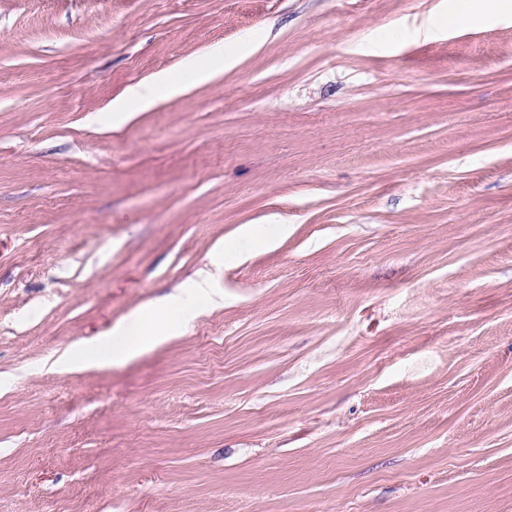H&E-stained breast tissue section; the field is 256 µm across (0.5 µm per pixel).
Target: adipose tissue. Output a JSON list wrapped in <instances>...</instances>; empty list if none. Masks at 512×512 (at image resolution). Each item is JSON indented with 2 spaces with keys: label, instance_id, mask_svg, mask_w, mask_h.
Segmentation results:
<instances>
[{
  "label": "adipose tissue",
  "instance_id": "ef3b65f1",
  "mask_svg": "<svg viewBox=\"0 0 512 512\" xmlns=\"http://www.w3.org/2000/svg\"><path fill=\"white\" fill-rule=\"evenodd\" d=\"M185 85L167 74L157 75L150 81L131 87L124 102L113 108V126H122L140 112L146 111L166 96L185 92ZM213 300V290L208 277H201L189 289V301L182 308L179 319H171L170 303L150 305L135 312L127 321L111 328L98 337L94 344L77 345L57 360L66 371L104 368L138 358L144 353L176 336L200 311Z\"/></svg>",
  "mask_w": 512,
  "mask_h": 512
}]
</instances>
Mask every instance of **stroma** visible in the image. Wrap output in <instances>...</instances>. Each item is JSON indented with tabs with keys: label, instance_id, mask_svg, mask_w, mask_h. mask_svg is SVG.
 Segmentation results:
<instances>
[{
	"label": "stroma",
	"instance_id": "stroma-1",
	"mask_svg": "<svg viewBox=\"0 0 512 512\" xmlns=\"http://www.w3.org/2000/svg\"><path fill=\"white\" fill-rule=\"evenodd\" d=\"M0 512H512V0H0ZM239 59L237 51L223 50L213 53L207 62H190L187 68L192 71L197 84H206L224 74L225 70L235 67ZM187 87L168 74H159L147 82H141L131 87L124 102L118 103L112 110V126H122L138 114L157 104L159 99L166 96L183 94ZM213 300L208 277L203 276L189 289V301L178 320L169 316L173 299L160 305L146 306L127 321L99 336L91 346L76 345L56 361L66 371L104 368L138 358L176 336L200 311Z\"/></svg>",
	"mask_w": 512,
	"mask_h": 512
}]
</instances>
